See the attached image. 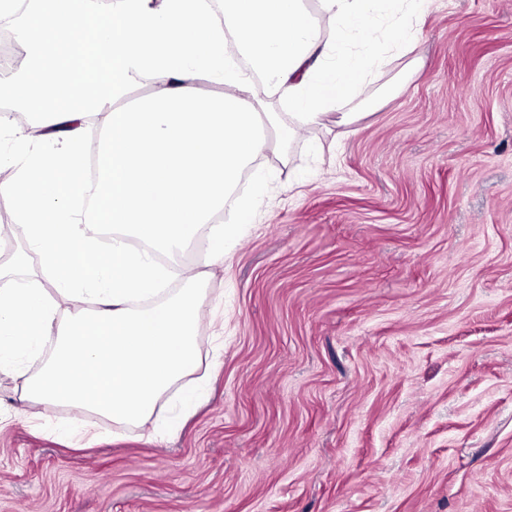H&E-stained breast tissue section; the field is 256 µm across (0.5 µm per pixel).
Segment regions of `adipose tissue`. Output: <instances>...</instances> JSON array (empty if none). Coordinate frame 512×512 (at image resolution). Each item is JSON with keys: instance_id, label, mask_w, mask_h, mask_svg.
Returning a JSON list of instances; mask_svg holds the SVG:
<instances>
[{"instance_id": "obj_1", "label": "adipose tissue", "mask_w": 512, "mask_h": 512, "mask_svg": "<svg viewBox=\"0 0 512 512\" xmlns=\"http://www.w3.org/2000/svg\"><path fill=\"white\" fill-rule=\"evenodd\" d=\"M0 0L19 13L26 62L0 98L34 115L14 146L24 161L0 180L18 230L56 285L13 287L0 277V372L22 381L29 409L64 402L76 414L62 429L83 433L93 413L119 427L148 426L160 399L198 362L200 278L157 303L173 275L157 262L207 237L223 263L254 219L266 186L237 197L241 173L268 148L255 104L276 91L288 99L290 137L319 125L327 110L368 84L373 66L406 53L425 0ZM234 40L249 61L227 52ZM150 93L128 101L142 79ZM103 117L95 208H74L86 182L84 125ZM236 218L214 225L226 205ZM55 339L38 376L25 362Z\"/></svg>"}]
</instances>
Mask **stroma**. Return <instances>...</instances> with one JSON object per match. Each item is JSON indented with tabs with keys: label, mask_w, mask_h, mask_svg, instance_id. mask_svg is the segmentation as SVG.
<instances>
[{
	"label": "stroma",
	"mask_w": 512,
	"mask_h": 512,
	"mask_svg": "<svg viewBox=\"0 0 512 512\" xmlns=\"http://www.w3.org/2000/svg\"><path fill=\"white\" fill-rule=\"evenodd\" d=\"M292 140L208 241L192 380L150 441L0 374V512H512V0H428L408 53ZM23 237L0 268L53 289Z\"/></svg>",
	"instance_id": "obj_1"
}]
</instances>
